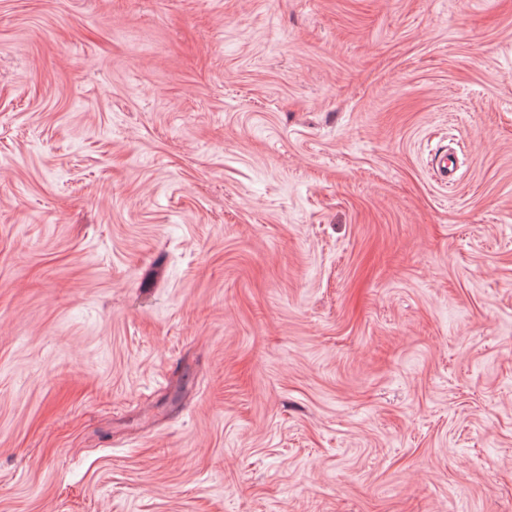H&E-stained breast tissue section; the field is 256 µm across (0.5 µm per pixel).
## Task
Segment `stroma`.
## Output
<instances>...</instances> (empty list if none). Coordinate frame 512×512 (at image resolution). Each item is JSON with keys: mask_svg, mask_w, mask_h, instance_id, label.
<instances>
[{"mask_svg": "<svg viewBox=\"0 0 512 512\" xmlns=\"http://www.w3.org/2000/svg\"><path fill=\"white\" fill-rule=\"evenodd\" d=\"M0 512H512V0H0Z\"/></svg>", "mask_w": 512, "mask_h": 512, "instance_id": "1", "label": "stroma"}]
</instances>
